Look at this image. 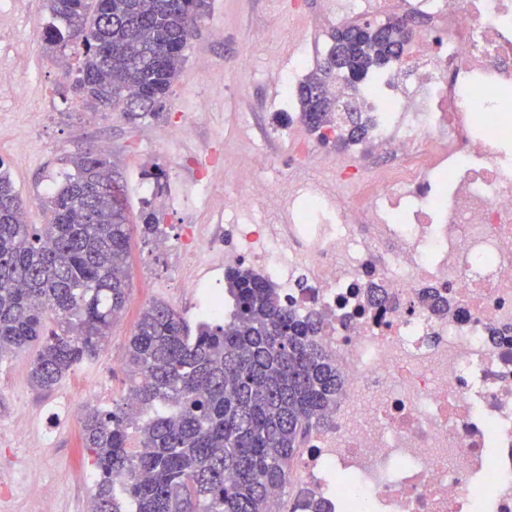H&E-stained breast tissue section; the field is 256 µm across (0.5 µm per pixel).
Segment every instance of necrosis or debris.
<instances>
[{
    "label": "necrosis or debris",
    "instance_id": "necrosis-or-debris-1",
    "mask_svg": "<svg viewBox=\"0 0 512 512\" xmlns=\"http://www.w3.org/2000/svg\"><path fill=\"white\" fill-rule=\"evenodd\" d=\"M429 18L387 75L377 170L321 156L332 180L289 176L282 224H235L222 261L192 230L186 288L248 264L321 337L344 378L333 425L311 433L287 512H512V0H341L336 18ZM380 288L385 305L369 304ZM448 301L439 314L421 289ZM357 476L347 489L345 476Z\"/></svg>",
    "mask_w": 512,
    "mask_h": 512
}]
</instances>
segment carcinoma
<instances>
[{
	"instance_id": "carcinoma-1",
	"label": "carcinoma",
	"mask_w": 512,
	"mask_h": 512,
	"mask_svg": "<svg viewBox=\"0 0 512 512\" xmlns=\"http://www.w3.org/2000/svg\"><path fill=\"white\" fill-rule=\"evenodd\" d=\"M207 0H46L50 47H82L73 92L117 108L134 122L163 108L178 80L183 52ZM351 23L332 30L343 63L360 75L358 92L402 54L404 24L387 20L384 36L349 39ZM324 59L298 86L302 119L321 142L369 139L357 117L334 137L336 113L310 111L307 93L326 83ZM48 193L46 224H28L22 198L0 161V355L35 350L30 381L58 385L97 355L128 300L130 218L123 186L110 187L102 151L70 160ZM233 323L204 321L188 336L183 318L162 302L146 308L124 356L131 380L110 412L89 407L82 443L94 456L93 512H273L272 494L291 485L292 467L311 430L330 423L325 410L343 378L318 340L321 318L299 316L278 288L245 266L224 273ZM52 312L54 328L45 324ZM142 450L127 446L131 418Z\"/></svg>"
}]
</instances>
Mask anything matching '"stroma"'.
<instances>
[{
  "mask_svg": "<svg viewBox=\"0 0 512 512\" xmlns=\"http://www.w3.org/2000/svg\"><path fill=\"white\" fill-rule=\"evenodd\" d=\"M208 3L164 109L131 123L119 110L75 96L79 51L46 48L44 0H0V160L25 202L26 222L46 223V189L56 174L79 151L99 147L110 155L133 217L129 301L98 355L50 391L31 385L29 355L0 358V512H42L43 489L53 512H91L94 487L81 476L94 465L81 445V411L90 403L106 411L126 396L124 353L144 308L162 302L189 329L199 325L201 300L183 289L188 270L153 249L140 213H153L178 245L187 225L235 223L229 200L256 177L253 154L270 157L257 177L279 194L288 192L289 170L321 176L316 161H298L290 144L296 138L319 152L323 144L290 114L283 86L268 73L292 69L305 55L314 65L323 60L332 0ZM191 124L197 134L188 140L182 131ZM158 170L164 179H152ZM63 399L77 414L51 418Z\"/></svg>",
  "mask_w": 512,
  "mask_h": 512,
  "instance_id": "stroma-1",
  "label": "stroma"
}]
</instances>
